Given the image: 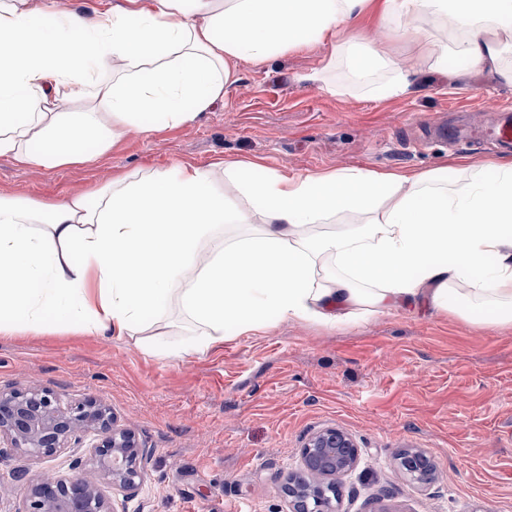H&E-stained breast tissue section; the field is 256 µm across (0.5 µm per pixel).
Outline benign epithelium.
<instances>
[{
    "label": "benign epithelium",
    "mask_w": 512,
    "mask_h": 512,
    "mask_svg": "<svg viewBox=\"0 0 512 512\" xmlns=\"http://www.w3.org/2000/svg\"><path fill=\"white\" fill-rule=\"evenodd\" d=\"M95 433L94 476L57 478L51 482L28 477L25 469L15 470V480L26 485L20 512H117L105 496L102 484L135 492L143 481L150 451L131 431L114 423L110 409L89 399L61 404L56 395L37 387L25 391L0 389V456L5 445L23 455L48 458L83 437ZM428 456L418 448H407L398 457L408 481L427 484L432 472L422 464ZM359 450L351 437L336 428L314 433L302 448L303 472L313 481L288 478L285 492L293 499V512H336V479L358 465Z\"/></svg>",
    "instance_id": "obj_1"
}]
</instances>
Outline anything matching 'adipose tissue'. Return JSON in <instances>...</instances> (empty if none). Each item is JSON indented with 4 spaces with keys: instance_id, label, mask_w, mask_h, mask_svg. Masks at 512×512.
Listing matches in <instances>:
<instances>
[{
    "instance_id": "1",
    "label": "adipose tissue",
    "mask_w": 512,
    "mask_h": 512,
    "mask_svg": "<svg viewBox=\"0 0 512 512\" xmlns=\"http://www.w3.org/2000/svg\"><path fill=\"white\" fill-rule=\"evenodd\" d=\"M44 10L0 0V157L45 169L103 157L148 114L193 122L240 63L313 46L331 45L347 87L378 99L414 93L452 54L512 83V0H113L46 26ZM367 15L381 39L358 28ZM387 38L411 43L419 65ZM217 168L244 205L216 192ZM341 214L358 221L321 231ZM423 304L512 328V162L289 175L220 160L125 176L88 197L0 196L1 335L133 337L176 310L190 324L182 340L144 347L182 359L269 313L333 326Z\"/></svg>"
}]
</instances>
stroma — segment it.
<instances>
[{
    "mask_svg": "<svg viewBox=\"0 0 512 512\" xmlns=\"http://www.w3.org/2000/svg\"><path fill=\"white\" fill-rule=\"evenodd\" d=\"M331 55L317 46L240 64L238 80L194 122L157 115L102 158L37 169L0 158V194L58 199L147 169L249 159L291 174L364 167L427 170L512 159L484 139H441L472 120L497 123L512 83L430 75L417 92L377 99L308 82ZM247 335L224 331L208 355L148 353L133 339L74 329L0 335V388L50 390L62 403L96 399L152 451L120 512H291L283 491L315 432L352 436L360 461L338 481L337 512H512V328L421 310H393L329 328L267 315ZM422 449L433 480L410 485L397 457Z\"/></svg>",
    "mask_w": 512,
    "mask_h": 512,
    "instance_id": "35a3bbf8",
    "label": "stroma"
}]
</instances>
